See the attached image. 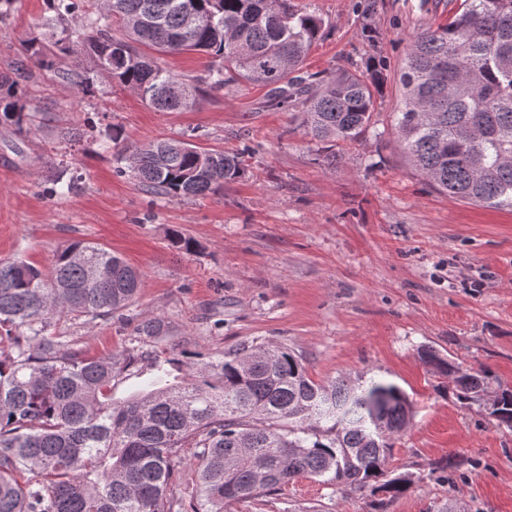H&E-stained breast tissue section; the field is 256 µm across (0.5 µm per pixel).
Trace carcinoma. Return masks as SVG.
I'll return each mask as SVG.
<instances>
[{"mask_svg": "<svg viewBox=\"0 0 512 512\" xmlns=\"http://www.w3.org/2000/svg\"><path fill=\"white\" fill-rule=\"evenodd\" d=\"M52 45L37 35L0 72V125L35 130L26 99L28 59L55 68L57 54L78 64L58 71L88 95L105 79L136 92L159 112L193 103L194 83L161 65V56L199 52L211 64L197 82L222 91L242 78L274 100L301 107L300 126L334 147L366 133L387 75L363 70L301 72L323 20L289 0H47ZM396 126L411 168L463 201L512 208V0H462L448 22L416 35L400 75ZM183 87L175 94L173 86ZM115 173L151 194L185 199L215 194L246 177L242 156L200 150L182 139L122 145ZM145 288L142 272L99 244L73 241L48 270L0 262V512H224V505L271 495L300 477L364 492L384 476L394 437L411 405L397 385L317 382L302 361L274 346L242 344L184 364L156 354L155 378L123 401L112 381L130 353L88 357L53 331L56 318L92 322L123 314ZM164 335L162 320L134 329ZM448 377L457 397L483 400L485 376L432 350L422 354ZM384 399L386 433L372 434L374 396ZM512 428V390L490 412ZM193 448L196 478L189 508L172 479ZM411 477L380 489L400 494Z\"/></svg>", "mask_w": 512, "mask_h": 512, "instance_id": "obj_1", "label": "carcinoma"}]
</instances>
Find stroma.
Listing matches in <instances>:
<instances>
[{"mask_svg": "<svg viewBox=\"0 0 512 512\" xmlns=\"http://www.w3.org/2000/svg\"><path fill=\"white\" fill-rule=\"evenodd\" d=\"M293 2L324 21L306 70L383 61L388 82L373 114L381 138L343 146L330 161L302 133L298 107L277 105L265 87L241 81L158 112L105 79L75 100L33 60L27 96L38 128L0 126V261L47 267L85 240L139 268L146 286L126 322L55 321L86 354L133 350L135 365L112 387L117 400L151 377L166 345L208 357L252 341L294 351L315 381L375 379L407 394L413 416L388 464L413 475L404 493L356 494L300 477L224 512H512V428L458 400L420 356L433 349L486 373L490 391L512 390V209L430 186L409 169L393 122L412 37L447 22L461 0ZM48 14L46 0H15L0 22V67L31 32L51 42ZM112 124L133 144L182 135L203 150L242 153L248 174L197 201L147 194L115 174L102 145ZM64 128L84 130L82 143L66 145ZM74 174V193L49 195L57 176ZM172 229L198 251H175ZM155 317L167 335L135 342L136 325Z\"/></svg>", "mask_w": 512, "mask_h": 512, "instance_id": "35a3bbf8", "label": "stroma"}]
</instances>
